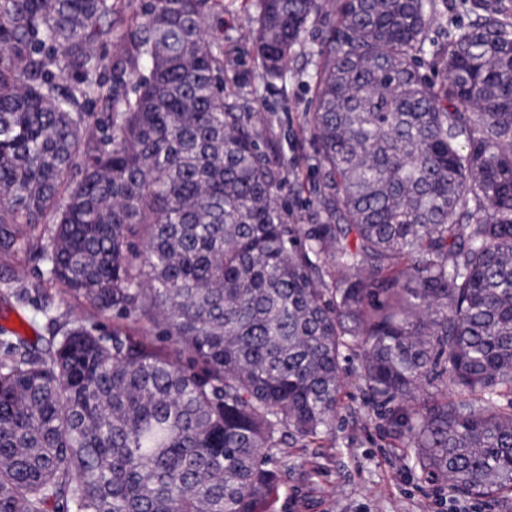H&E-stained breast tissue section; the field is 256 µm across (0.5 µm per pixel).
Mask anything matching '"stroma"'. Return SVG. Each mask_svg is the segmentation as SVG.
I'll use <instances>...</instances> for the list:
<instances>
[{"label": "stroma", "mask_w": 512, "mask_h": 512, "mask_svg": "<svg viewBox=\"0 0 512 512\" xmlns=\"http://www.w3.org/2000/svg\"><path fill=\"white\" fill-rule=\"evenodd\" d=\"M257 14V0H209L208 29L224 58V98L271 123L269 145L289 167L278 201L305 218L318 197L308 111L320 35L333 17L323 10L312 13L292 52L286 79L268 84L250 40ZM470 19L464 5L451 9L440 0L429 27V54H436ZM45 277V265L23 255L12 267L0 266V283L9 280L17 288L45 283L36 304L24 309L0 291V326L44 342L57 324L76 317L68 297ZM359 365V348L347 350L345 388L332 429L313 443L290 442L278 456L275 512H512L510 497L476 499L422 477L409 461L404 440L389 433L369 406L358 379Z\"/></svg>", "instance_id": "35a3bbf8"}]
</instances>
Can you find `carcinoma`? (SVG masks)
Instances as JSON below:
<instances>
[{
  "label": "carcinoma",
  "instance_id": "cac0c4a2",
  "mask_svg": "<svg viewBox=\"0 0 512 512\" xmlns=\"http://www.w3.org/2000/svg\"><path fill=\"white\" fill-rule=\"evenodd\" d=\"M258 3L274 83L323 4ZM207 6L0 0V262L82 310L46 348L0 328V512H273L275 457L331 429L354 345L414 469L512 495V18L472 0L437 85L435 0H330L296 224ZM442 386L464 400L417 398Z\"/></svg>",
  "mask_w": 512,
  "mask_h": 512
}]
</instances>
